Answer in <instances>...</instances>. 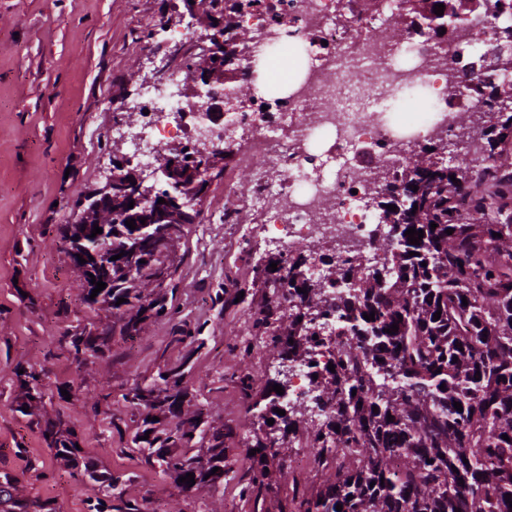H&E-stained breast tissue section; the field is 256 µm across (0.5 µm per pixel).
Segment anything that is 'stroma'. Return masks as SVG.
Masks as SVG:
<instances>
[{
    "instance_id": "1",
    "label": "stroma",
    "mask_w": 512,
    "mask_h": 512,
    "mask_svg": "<svg viewBox=\"0 0 512 512\" xmlns=\"http://www.w3.org/2000/svg\"><path fill=\"white\" fill-rule=\"evenodd\" d=\"M184 10L183 0H0V478L13 485L0 512H91L101 490L83 474L88 458L140 512H289L293 483L310 495L321 489L318 466L290 468L291 448L268 456L255 499L239 495L251 477L248 447L267 433L255 405L272 398L281 368L261 336L248 357L227 351L247 330L249 304L270 293L262 263L238 256L240 235L262 245V211L245 208L240 224L212 221L225 185L253 180L240 161L250 139L219 161L204 209L160 267L173 318L125 333L119 312L88 301L62 236L77 195L109 174L113 103L135 99L172 48L147 38L149 23L178 21ZM187 323L202 324V335L184 337ZM243 369L255 379L247 394L236 379ZM163 371L181 383L157 410L135 393ZM192 415L199 430L185 453L199 467L224 441V480L212 488L179 482L135 441L147 419L162 429ZM59 440L76 442L79 461L55 458Z\"/></svg>"
}]
</instances>
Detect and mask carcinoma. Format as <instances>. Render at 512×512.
<instances>
[{
	"instance_id": "cac0c4a2",
	"label": "carcinoma",
	"mask_w": 512,
	"mask_h": 512,
	"mask_svg": "<svg viewBox=\"0 0 512 512\" xmlns=\"http://www.w3.org/2000/svg\"><path fill=\"white\" fill-rule=\"evenodd\" d=\"M216 2L194 5L201 21L209 24L217 14L230 33L237 3L223 0L227 6L218 13ZM489 101V117L459 113L454 140L414 151L388 196L373 197L381 223L399 234L373 240L372 270L330 262L323 282L313 284L303 277L304 252L286 262L273 254L266 260L273 287L307 293H297L299 304L289 308L265 299L250 314L248 335L267 337L266 347L281 361L310 364L322 355L335 366L313 371L311 379L318 404L331 413L314 418L300 403L281 416L274 412L280 395L269 402L283 431L299 437L324 471L315 498L293 482L291 512H337L339 504L342 512H512L505 500L512 495V94L493 92ZM457 155L469 157L471 173L449 163ZM93 223L117 232L112 302L126 299L125 330L139 332L150 317H174L166 296L145 303L142 289L157 279L180 229L143 236L141 226L133 231L116 223L108 209L97 211ZM412 227L424 232L417 245L405 235ZM371 313L374 319L363 318ZM333 314L349 339L331 350L313 335L316 322ZM394 324L398 331L387 332ZM456 402L463 411L454 409ZM196 429L191 417L154 437L166 449L165 471L194 472L174 449ZM275 447L274 440L255 438L253 477L241 497L264 484ZM210 452L218 473L201 472L195 481L213 486L224 472V447ZM89 478L102 489V510L116 489L112 474L93 470Z\"/></svg>"
}]
</instances>
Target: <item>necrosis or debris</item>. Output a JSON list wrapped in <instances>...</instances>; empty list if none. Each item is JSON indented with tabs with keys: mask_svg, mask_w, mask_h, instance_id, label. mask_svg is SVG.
Returning <instances> with one entry per match:
<instances>
[{
	"mask_svg": "<svg viewBox=\"0 0 512 512\" xmlns=\"http://www.w3.org/2000/svg\"><path fill=\"white\" fill-rule=\"evenodd\" d=\"M431 2L453 19L439 38L417 0H238V30L275 34L297 59L287 93L255 87L254 68L269 50L257 41L199 102L188 103L185 79L174 73L120 104L131 121L115 123L113 142L147 169L169 144L192 149L204 133L220 149L228 127L246 131L270 172L234 193L263 210L270 252L307 249L304 276L313 283L328 256L372 267L370 244L382 226L366 204L370 188L394 183L411 150L453 139L456 113L480 105L479 72L508 49L498 34L512 27V11L496 13L490 0ZM407 82L429 89L423 119L399 117L404 104L393 86ZM272 194L286 205L268 207Z\"/></svg>",
	"mask_w": 512,
	"mask_h": 512,
	"instance_id": "1",
	"label": "necrosis or debris"
}]
</instances>
